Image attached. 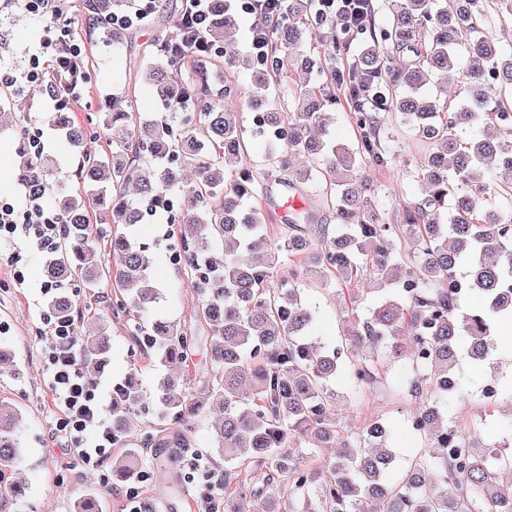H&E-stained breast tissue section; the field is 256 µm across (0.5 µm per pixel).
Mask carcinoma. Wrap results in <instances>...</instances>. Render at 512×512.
<instances>
[{"label":"carcinoma","mask_w":512,"mask_h":512,"mask_svg":"<svg viewBox=\"0 0 512 512\" xmlns=\"http://www.w3.org/2000/svg\"><path fill=\"white\" fill-rule=\"evenodd\" d=\"M385 18L347 23L317 0H290L275 22L252 12L249 32L266 43L265 62L239 55L235 46L239 0H210L212 23L197 35L203 54L184 37L181 14L163 11L156 0L152 23L167 36L144 42L131 64L134 83L153 86L179 112L149 121L128 110V97L105 101L107 124L121 131L112 142V164L101 161L87 129L69 113L54 122L78 159L75 176L94 194L60 191L55 209L66 230L45 262L50 282L80 281L92 290L107 279L113 288L112 315L126 317L132 339L164 363L190 367L197 338L210 332L211 368L170 374L157 396L162 417L178 423L144 430L132 418L144 404L136 374L123 382L112 405V433L124 449L112 462V481L137 473L140 448H191V418L203 405L190 382L214 393L222 418L213 426L214 447L230 453L224 469V512H305L318 494L322 512H512V440L476 437L448 427V407L464 395V368L494 366L497 392H512V369L497 361L499 328L512 321V105H488L483 93L495 82L512 89V56L501 58L512 0H387ZM135 0H82L76 22L107 26L114 13L136 9ZM341 69L325 68L301 49L303 15ZM496 16L499 32L486 29ZM365 47L350 57V42ZM397 58L390 69L384 54ZM233 64L251 72L255 91L246 106L267 113L277 135L256 128L266 141V161L277 182L299 193L304 207L273 240L266 230L263 196L243 171L248 156L240 112L230 105L237 84L225 81L218 98L207 94L208 70ZM286 68L292 77L294 110L279 112L266 87ZM465 78L467 95L454 107L429 94L432 82L446 87ZM350 100L357 148L336 143L326 129L334 90ZM193 103L185 109L184 104ZM433 144L415 172L416 192L401 211L388 215L366 170L391 162L390 139L381 113ZM195 180L183 184L184 170ZM55 161L33 153L23 141L15 161L20 184L48 185ZM162 211L176 225L170 249L178 271L199 296L189 321L155 315L163 300L152 278L149 244L139 241L145 215ZM107 245L108 264L88 263L92 242ZM376 282V301L367 316L345 307L344 328L333 346L320 335L318 306L305 286L350 287ZM480 298L476 308L466 299ZM53 313L80 324L84 311L66 295L50 303ZM420 363L426 400L411 426L428 446L395 472L385 422L375 420L328 460L292 461L290 448H330L342 439L333 418L334 379L367 384L380 359ZM19 413L0 400V467L20 453ZM271 494L250 488L255 476Z\"/></svg>","instance_id":"obj_1"}]
</instances>
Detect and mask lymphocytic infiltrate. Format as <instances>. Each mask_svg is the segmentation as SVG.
Returning <instances> with one entry per match:
<instances>
[{"instance_id": "obj_1", "label": "lymphocytic infiltrate", "mask_w": 512, "mask_h": 512, "mask_svg": "<svg viewBox=\"0 0 512 512\" xmlns=\"http://www.w3.org/2000/svg\"><path fill=\"white\" fill-rule=\"evenodd\" d=\"M41 49L32 54L20 78L0 76V87L15 88L24 84L38 92L53 107H61L54 85L48 80V70L68 74L70 98L80 99L86 88L87 74L82 68V44L72 37L67 21L56 18L47 28ZM23 206L0 199V240H25L31 247L52 249L64 233L58 215L44 204L45 190L38 185L22 188ZM47 374L53 393L57 416L53 431L64 442V452L76 465L87 471L102 470L115 446L112 426L106 416L104 398H116L121 383L101 387L83 369L82 348L73 321L47 316ZM186 477L195 482L201 512H221L224 497V473L214 468L208 457L191 450Z\"/></svg>"}]
</instances>
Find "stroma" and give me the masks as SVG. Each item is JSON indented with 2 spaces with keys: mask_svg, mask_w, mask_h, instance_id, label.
I'll use <instances>...</instances> for the list:
<instances>
[{
  "mask_svg": "<svg viewBox=\"0 0 512 512\" xmlns=\"http://www.w3.org/2000/svg\"><path fill=\"white\" fill-rule=\"evenodd\" d=\"M45 20L26 12L17 0H0V29L7 32L6 45L0 46V73L20 74L29 57L35 53L44 35ZM163 28L146 25L133 36L131 42L115 43L99 35L97 30L84 31L82 39L92 60L89 81L82 98L70 101L68 110L84 125L94 147L102 156L112 154V129L105 123L100 109L104 99L124 94L129 81V58L137 44L164 37ZM16 105L0 107V198L23 203L20 185L12 176V161L19 146L20 132L42 128L43 154L47 157L67 156L63 139L51 129L53 113L43 98L34 92L16 93ZM391 134L393 158L388 169L375 173L381 196L388 210L397 211L414 195L413 173L425 158L428 147L414 132L400 126L394 113L383 115ZM247 167L260 186L269 188L271 214L267 222L270 238L279 237L282 224L276 214L281 201L280 185L268 174L265 165L264 144L253 139L248 143ZM171 227L162 216L148 218L144 239L152 246L156 257L154 277L159 287H176L178 300L164 310L165 318L181 322L189 318L197 305V295L187 280L181 279L169 259ZM20 251L18 267L0 264V342L7 344L13 354L11 363L0 366V398L16 403L23 419L20 440L23 454L9 468L0 470V480H25V497H0V512H76L79 500L95 494L103 512H123L124 502L120 488L111 478L71 467L62 452V442L53 433L57 414L48 389L45 367V337L42 317L53 298L46 291L43 262L45 253L0 242V251ZM23 272L24 283H17L16 272ZM78 306L86 310L81 322L85 336H106L108 361L98 376L103 380L123 381L132 371L138 372L147 397H154L160 378L170 374L168 365L155 360L152 354L141 351L127 336L122 321L112 315V290L101 284L94 298H87L84 288L70 284L65 288ZM419 369L408 371L406 379H396L394 371L380 373L375 384L361 392L343 390L339 393L337 419L342 432L355 436L371 420H385L393 431L398 467H405L424 445L423 439L410 427V420L420 403L418 396L409 394L411 381L419 376ZM492 368L472 372L463 399L448 412L450 422L474 433L486 424L512 422V396L501 394L494 403H486L480 391L491 379ZM140 467L152 471L151 483L144 491L145 498L157 512H193L195 497L193 485L187 483L182 469L169 472L157 470L154 449L142 451Z\"/></svg>",
  "mask_w": 512,
  "mask_h": 512,
  "instance_id": "stroma-1",
  "label": "stroma"
}]
</instances>
